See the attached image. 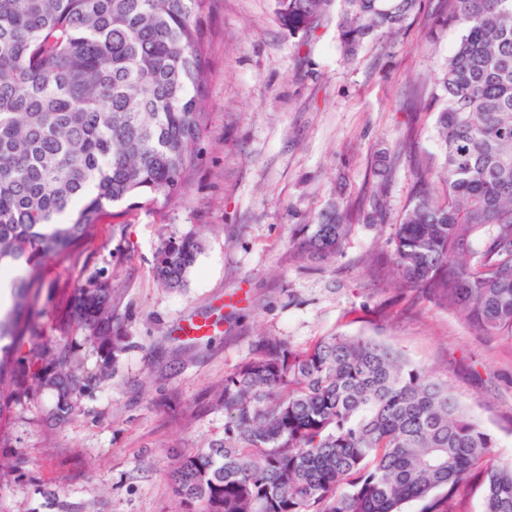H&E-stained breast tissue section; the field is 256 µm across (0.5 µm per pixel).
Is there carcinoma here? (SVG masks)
Returning a JSON list of instances; mask_svg holds the SVG:
<instances>
[{"instance_id":"carcinoma-1","label":"carcinoma","mask_w":512,"mask_h":512,"mask_svg":"<svg viewBox=\"0 0 512 512\" xmlns=\"http://www.w3.org/2000/svg\"><path fill=\"white\" fill-rule=\"evenodd\" d=\"M335 0H275L281 25L315 36ZM462 35L435 80L444 150L434 197L418 174L393 234L400 286L427 288L485 333L512 336V0H443ZM207 0H0V273L13 303L0 315V420L20 386L19 349L34 331L45 266L71 259L109 215L146 195L185 193L206 131ZM422 0H340L337 43L355 59L400 33ZM358 204L336 205L292 235L303 258L338 255ZM193 236L164 244L155 276L186 282ZM112 289L79 288L72 321L116 353ZM33 376L72 411L78 379L66 334ZM224 438L178 455L169 479L182 512H451L481 480L482 512H512V462L448 385L370 336L335 335L306 350L275 336L224 378Z\"/></svg>"}]
</instances>
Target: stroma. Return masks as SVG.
Instances as JSON below:
<instances>
[{
	"instance_id": "35a3bbf8",
	"label": "stroma",
	"mask_w": 512,
	"mask_h": 512,
	"mask_svg": "<svg viewBox=\"0 0 512 512\" xmlns=\"http://www.w3.org/2000/svg\"><path fill=\"white\" fill-rule=\"evenodd\" d=\"M439 0L396 37L365 42L353 63L337 46V9L301 45L274 0H208L207 131L193 180L160 208L141 196L112 206L95 241L49 266L36 312L34 354L70 318L72 289L112 286L111 354L82 327L69 343L82 389L56 419L55 399L27 381L0 428V512H177L167 473L177 453L224 436L217 392L263 336L305 348L331 334L394 344L447 382L512 461V336L483 334L420 288H398L382 260L417 168L443 162L428 97L457 46L435 20ZM383 189L386 221L356 222L343 251L298 258L294 229L339 201L370 206ZM202 244L184 287L153 267L170 240ZM213 324L187 341L186 320Z\"/></svg>"
}]
</instances>
